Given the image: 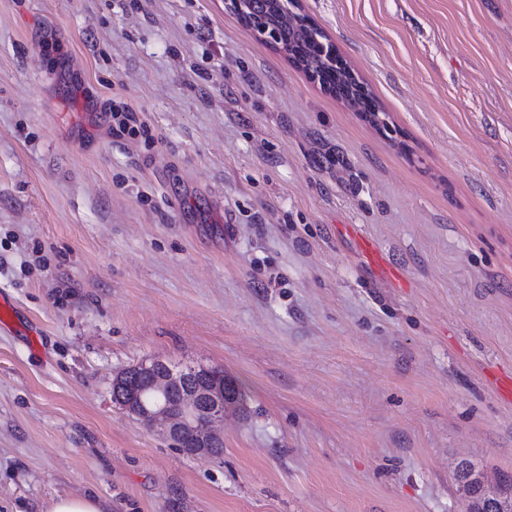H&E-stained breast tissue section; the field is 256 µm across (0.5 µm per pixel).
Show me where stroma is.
Masks as SVG:
<instances>
[{"label": "stroma", "instance_id": "35a3bbf8", "mask_svg": "<svg viewBox=\"0 0 512 512\" xmlns=\"http://www.w3.org/2000/svg\"><path fill=\"white\" fill-rule=\"evenodd\" d=\"M303 7L383 127L224 0H0V512H464L460 460L512 475V0ZM149 358L243 386L221 455L113 402ZM49 512H105L99 498L94 496H76L57 499Z\"/></svg>", "mask_w": 512, "mask_h": 512}]
</instances>
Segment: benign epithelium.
Returning a JSON list of instances; mask_svg holds the SVG:
<instances>
[{
  "label": "benign epithelium",
  "mask_w": 512,
  "mask_h": 512,
  "mask_svg": "<svg viewBox=\"0 0 512 512\" xmlns=\"http://www.w3.org/2000/svg\"><path fill=\"white\" fill-rule=\"evenodd\" d=\"M271 47L282 50L278 32L259 17L252 27ZM220 369L193 365L172 368L146 359L118 372L112 381L114 400L138 425L158 427L174 448H190V457L206 458L224 442V412L229 393L212 383Z\"/></svg>",
  "instance_id": "1"
}]
</instances>
